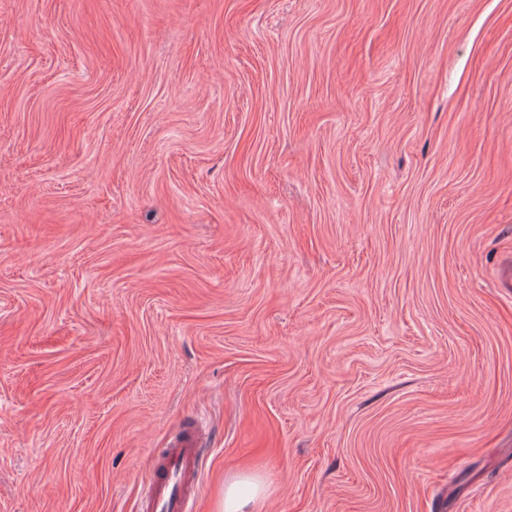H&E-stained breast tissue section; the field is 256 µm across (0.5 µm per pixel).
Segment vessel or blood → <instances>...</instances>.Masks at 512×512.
I'll list each match as a JSON object with an SVG mask.
<instances>
[{
	"mask_svg": "<svg viewBox=\"0 0 512 512\" xmlns=\"http://www.w3.org/2000/svg\"><path fill=\"white\" fill-rule=\"evenodd\" d=\"M205 439L199 430H188L165 448L164 477L150 484L143 496L142 512H189L190 481L198 477L199 455Z\"/></svg>",
	"mask_w": 512,
	"mask_h": 512,
	"instance_id": "1",
	"label": "vessel or blood"
}]
</instances>
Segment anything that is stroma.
Here are the masks:
<instances>
[{"instance_id": "35a3bbf8", "label": "stroma", "mask_w": 512, "mask_h": 512, "mask_svg": "<svg viewBox=\"0 0 512 512\" xmlns=\"http://www.w3.org/2000/svg\"><path fill=\"white\" fill-rule=\"evenodd\" d=\"M512 512V0H0V512ZM205 444L200 430L191 429L165 448L162 458L166 477L160 476L148 486L142 512H189V481H199V455ZM267 486L253 473H238L224 483L219 512H263Z\"/></svg>"}]
</instances>
